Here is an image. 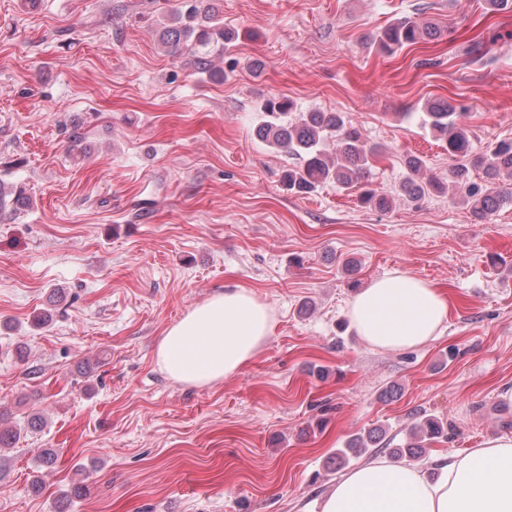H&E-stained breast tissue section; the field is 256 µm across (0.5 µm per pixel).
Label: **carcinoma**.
<instances>
[{
    "label": "carcinoma",
    "mask_w": 512,
    "mask_h": 512,
    "mask_svg": "<svg viewBox=\"0 0 512 512\" xmlns=\"http://www.w3.org/2000/svg\"><path fill=\"white\" fill-rule=\"evenodd\" d=\"M434 28L417 20H398L376 37L379 49L387 54L413 45L424 36H434ZM234 39V33L224 28L223 13L214 0H183L181 8L171 14L170 23L163 26L160 42L173 57L184 54L201 74L216 79L224 72L216 66L215 58L224 55V43ZM293 102L272 99L265 106L266 120L255 128V135L266 146L299 159V165L283 172L282 184L288 192L306 195L319 187L334 183L342 188L358 185L362 188L360 201L379 209L391 207L394 198L369 187V171L382 150L365 140L342 112H301L295 121L288 120ZM463 113L448 100L425 105L422 121L448 152V182L424 176L425 161L415 155L405 159L406 176L400 184L399 195L411 202L442 195L451 186L454 195L471 215L484 221L499 208L512 204V139L495 142L489 149L475 148L471 131L462 121ZM336 148H327L328 141ZM480 170L483 182L473 179L472 171ZM31 204L26 188L19 183L6 184L0 179V217L17 216ZM6 418L0 411V447L10 448L21 432L3 426ZM383 431L370 432L350 439L336 455L337 465L366 455L383 440ZM446 436L444 422L422 414L407 434L405 441L391 453L398 459H416L424 448Z\"/></svg>",
    "instance_id": "1"
}]
</instances>
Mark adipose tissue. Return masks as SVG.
<instances>
[{
    "label": "adipose tissue",
    "instance_id": "adipose-tissue-1",
    "mask_svg": "<svg viewBox=\"0 0 512 512\" xmlns=\"http://www.w3.org/2000/svg\"><path fill=\"white\" fill-rule=\"evenodd\" d=\"M448 313L433 283L398 272L370 282L348 308L357 335L381 351L428 344ZM271 332L266 303L251 290H227L167 327L155 359L178 382L212 387L247 364ZM319 512H512V433L448 453L431 477L413 462L370 460L336 478Z\"/></svg>",
    "mask_w": 512,
    "mask_h": 512
}]
</instances>
